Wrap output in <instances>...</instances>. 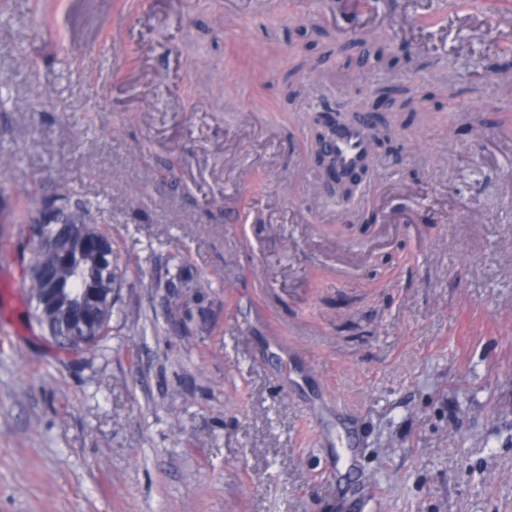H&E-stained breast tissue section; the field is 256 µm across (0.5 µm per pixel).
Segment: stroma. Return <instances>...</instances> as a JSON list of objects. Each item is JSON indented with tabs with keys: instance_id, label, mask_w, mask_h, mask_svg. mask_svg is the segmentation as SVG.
<instances>
[{
	"instance_id": "stroma-1",
	"label": "stroma",
	"mask_w": 512,
	"mask_h": 512,
	"mask_svg": "<svg viewBox=\"0 0 512 512\" xmlns=\"http://www.w3.org/2000/svg\"><path fill=\"white\" fill-rule=\"evenodd\" d=\"M358 2L0 0V248L67 189L122 272L97 351L0 314V512H512V0ZM402 89L336 205L314 116Z\"/></svg>"
}]
</instances>
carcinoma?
<instances>
[{
    "label": "carcinoma",
    "instance_id": "cac0c4a2",
    "mask_svg": "<svg viewBox=\"0 0 512 512\" xmlns=\"http://www.w3.org/2000/svg\"><path fill=\"white\" fill-rule=\"evenodd\" d=\"M56 201L59 223L31 235L32 216L22 222L23 247L35 264V271L23 276L28 316L61 350L84 353L109 331L118 257L112 236L91 221L81 200L64 191ZM84 235L107 242L108 252L78 248L77 240ZM174 287L185 290L187 306L203 298L202 285L182 272Z\"/></svg>",
    "mask_w": 512,
    "mask_h": 512
}]
</instances>
